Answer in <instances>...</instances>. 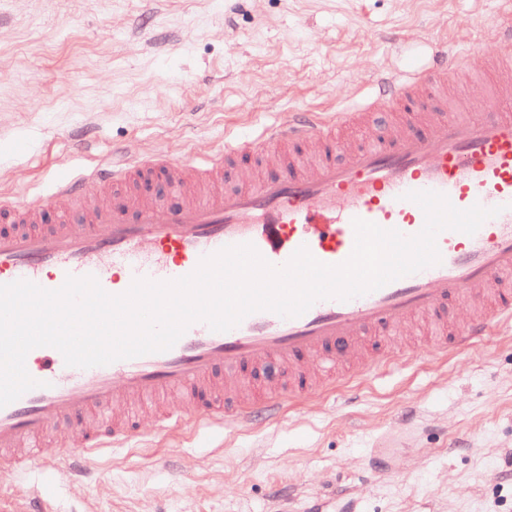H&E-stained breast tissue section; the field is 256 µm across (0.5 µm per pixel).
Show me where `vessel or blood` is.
<instances>
[{"instance_id":"vessel-or-blood-1","label":"vessel or blood","mask_w":512,"mask_h":512,"mask_svg":"<svg viewBox=\"0 0 512 512\" xmlns=\"http://www.w3.org/2000/svg\"><path fill=\"white\" fill-rule=\"evenodd\" d=\"M488 38L494 51L482 70L494 91L470 104V117L444 104L459 55L440 40L430 66L376 76L381 111L408 120L348 161H337L336 137L369 104L327 116L295 112L265 128L254 144L265 155L264 173L242 174L233 189L224 186V167L240 151L227 144L205 159L135 157L59 169L52 192L77 207L75 224L44 228L38 207L0 201V284L28 280L55 290L67 277L91 275L113 295L140 278L186 276L229 245L252 244L276 266L303 246L322 263H342L354 248V219L407 236L422 229L423 211L404 198L410 191L445 194L459 209L498 210L475 234L442 231L439 264L348 301H317L297 317L258 311L225 332L196 322L167 351L87 369L67 366L55 348L31 350L26 369L38 387L0 407V475L93 468L101 450L136 437L126 414L135 405L150 406L169 432L252 426L280 414L293 392L332 384L336 368L363 365L362 343L375 330L422 324L445 352L511 321L512 289L503 281L512 275V13ZM286 145L294 156L282 155ZM458 299L474 311L451 328L446 306ZM271 365L280 379L253 397L249 378ZM62 422L72 426L71 446L57 456L35 453ZM0 512H49V505L33 489L23 502L1 501Z\"/></svg>"}]
</instances>
